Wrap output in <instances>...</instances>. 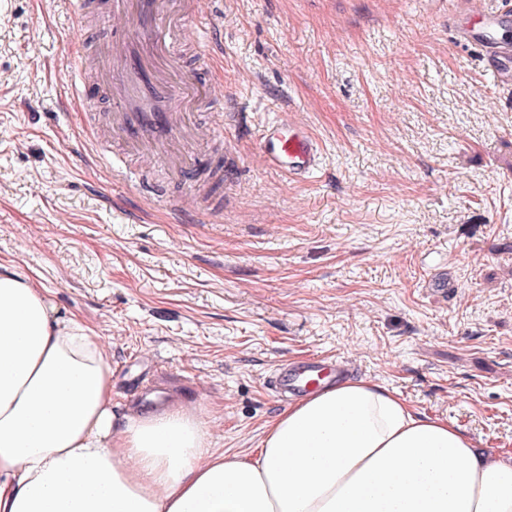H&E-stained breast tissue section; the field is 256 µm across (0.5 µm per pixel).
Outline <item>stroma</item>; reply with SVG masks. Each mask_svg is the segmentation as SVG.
Wrapping results in <instances>:
<instances>
[{"instance_id": "stroma-1", "label": "stroma", "mask_w": 512, "mask_h": 512, "mask_svg": "<svg viewBox=\"0 0 512 512\" xmlns=\"http://www.w3.org/2000/svg\"><path fill=\"white\" fill-rule=\"evenodd\" d=\"M86 3L0 0V269L96 330L113 403H173L244 450L287 406L277 365L340 356L512 451V93L456 41L461 0H198L223 46L201 59L188 26L176 67L214 74L197 119L224 134L186 185L120 176L99 138L113 19ZM288 116L323 146L300 182L256 149Z\"/></svg>"}]
</instances>
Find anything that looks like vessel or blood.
<instances>
[{
    "label": "vessel or blood",
    "instance_id": "obj_1",
    "mask_svg": "<svg viewBox=\"0 0 512 512\" xmlns=\"http://www.w3.org/2000/svg\"><path fill=\"white\" fill-rule=\"evenodd\" d=\"M118 25L112 29V54L103 82L112 102V137L129 154L162 156L172 178L193 180L194 146L199 129L180 103L207 96L208 83L191 76L179 83L171 65L177 59V36L190 20L183 0H111ZM452 25L457 39L484 55L499 85L512 87V16L504 10H466ZM258 148L267 168L301 179L323 160L320 142L299 121L281 118L267 123ZM347 360L317 356L298 364H281L271 380L275 392L300 396L314 384L348 371Z\"/></svg>",
    "mask_w": 512,
    "mask_h": 512
}]
</instances>
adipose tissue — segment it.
I'll return each instance as SVG.
<instances>
[{
    "instance_id": "adipose-tissue-1",
    "label": "adipose tissue",
    "mask_w": 512,
    "mask_h": 512,
    "mask_svg": "<svg viewBox=\"0 0 512 512\" xmlns=\"http://www.w3.org/2000/svg\"><path fill=\"white\" fill-rule=\"evenodd\" d=\"M0 512H512V452L364 378L209 447L186 410L116 412L95 330L0 273Z\"/></svg>"
}]
</instances>
